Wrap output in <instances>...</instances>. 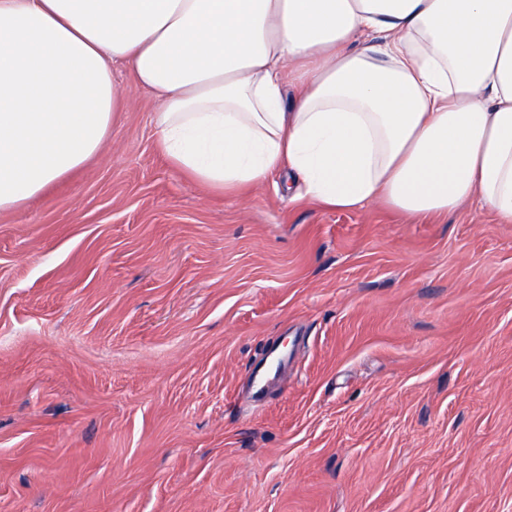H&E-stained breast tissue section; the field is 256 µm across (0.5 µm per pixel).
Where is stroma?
<instances>
[{"label": "stroma", "instance_id": "stroma-1", "mask_svg": "<svg viewBox=\"0 0 512 512\" xmlns=\"http://www.w3.org/2000/svg\"><path fill=\"white\" fill-rule=\"evenodd\" d=\"M115 81L103 149L0 211V512H512V224L214 190ZM283 357L277 347L268 350L266 357L251 370L252 391L256 399H262L270 382L284 367Z\"/></svg>", "mask_w": 512, "mask_h": 512}]
</instances>
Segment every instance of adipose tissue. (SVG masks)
<instances>
[{
  "mask_svg": "<svg viewBox=\"0 0 512 512\" xmlns=\"http://www.w3.org/2000/svg\"><path fill=\"white\" fill-rule=\"evenodd\" d=\"M121 63L197 182L512 224V0H0V211L101 149Z\"/></svg>",
  "mask_w": 512,
  "mask_h": 512,
  "instance_id": "adipose-tissue-1",
  "label": "adipose tissue"
}]
</instances>
